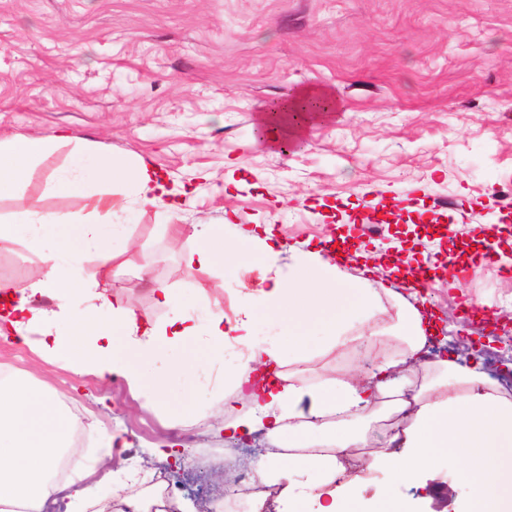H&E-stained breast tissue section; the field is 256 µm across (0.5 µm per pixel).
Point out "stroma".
<instances>
[{
    "instance_id": "obj_1",
    "label": "stroma",
    "mask_w": 512,
    "mask_h": 512,
    "mask_svg": "<svg viewBox=\"0 0 512 512\" xmlns=\"http://www.w3.org/2000/svg\"><path fill=\"white\" fill-rule=\"evenodd\" d=\"M331 94L338 105L290 130L265 121L267 110L303 91ZM69 132L32 168L13 194L0 196V218L21 208L70 217L74 199L52 194L50 176L74 147L124 156L157 170L182 196L176 212L144 199L132 203L130 246L107 280L141 317L162 321L171 309L158 287L200 315L239 314L244 295L270 279L293 276L299 253L322 248L339 226L355 224L367 258L342 268L367 277L383 294L363 314L359 335L376 336L394 354L406 273L376 265L399 250L414 269L449 262L464 279L432 278L425 295L447 358L477 362L512 398V274L473 264L480 235L498 225L512 239V0H0V138ZM379 217V235L364 221ZM159 224H178L172 243ZM220 224L227 242L241 225L269 224L275 254L243 250L220 272L189 271L186 252L201 225ZM39 253L20 242L0 248V280L39 276ZM480 311L463 325L462 311ZM39 331L16 342L0 338V366L32 373L59 408L82 423L78 456L102 457L109 437L125 444L102 482L73 472L87 501L103 506L114 488L145 499L155 472L173 469L183 488L182 512H197L221 488L210 459L230 446L223 425L250 411L224 410L214 385L215 360L199 378L151 407L125 381L81 374L64 355L39 351ZM374 364L358 347L327 349L318 325L308 328L303 358L284 354L286 381L313 386L371 383ZM195 413L182 420L181 407ZM386 413L331 421L369 448L387 447ZM353 457L349 475L357 512H470L471 482L462 460L438 450L410 480L365 470Z\"/></svg>"
}]
</instances>
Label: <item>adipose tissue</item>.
I'll list each match as a JSON object with an SVG mask.
<instances>
[{
  "instance_id": "adipose-tissue-1",
  "label": "adipose tissue",
  "mask_w": 512,
  "mask_h": 512,
  "mask_svg": "<svg viewBox=\"0 0 512 512\" xmlns=\"http://www.w3.org/2000/svg\"><path fill=\"white\" fill-rule=\"evenodd\" d=\"M68 140L60 133L0 139V194L15 190L31 167ZM50 189L77 200L73 217L20 209L9 220H0V245L25 242L41 254L45 265L44 273L27 284L0 282V329L8 327L21 336L29 327L40 326L43 354L65 353L75 368L101 378L121 374L134 389L154 387L159 403L167 383L190 370L183 361L156 366L164 349L201 341L212 356L220 357L226 343L244 346L246 356L224 377V405L233 408L248 401L253 412L225 423L224 430L237 439L263 428L276 432L284 420L292 421L296 437L290 445L309 449L307 459L290 457L285 469L277 468L272 456L257 465L260 479L280 483L287 497L300 485L318 490L328 486L339 454L355 444L352 435H328L323 417L361 416L373 406L377 393H390L395 412L405 415L402 444L408 453L401 459L385 452L381 465L401 468L408 477L437 449H456L470 468L474 512H512V400L478 367L448 364L447 392L433 399L418 395L410 402L403 399V385L395 375L400 360L387 356L372 371V391L348 383L328 389L268 378L270 364L280 361L282 351L277 342L253 340L251 323L257 311L277 310L293 322L288 344L295 351L304 349L303 324L313 316L320 319L327 346H344L351 342L347 327L380 299L379 289L368 279L343 280L338 264L310 251L299 257V271L291 282L276 280L271 287L246 294L242 316L233 324H225L220 313L197 318L193 310L178 307L167 288L156 289V300L174 314L156 324L103 292L101 277L128 247L120 215L141 196L164 202L169 191L162 179L145 164L77 147L68 165L52 178ZM245 245L263 255L272 252L265 241L245 230L238 244H225L223 225L210 224L185 265L191 271L217 270L238 261ZM91 263L97 268L92 276L87 273ZM37 295L54 296L55 307L34 308L31 300ZM306 413L318 418L320 443L330 446V453L311 452L309 427L301 422ZM75 423L34 387L29 373H9L7 383H0V505L18 503L25 512H47L58 500L74 504L81 499L83 492L74 483L54 479Z\"/></svg>"
}]
</instances>
